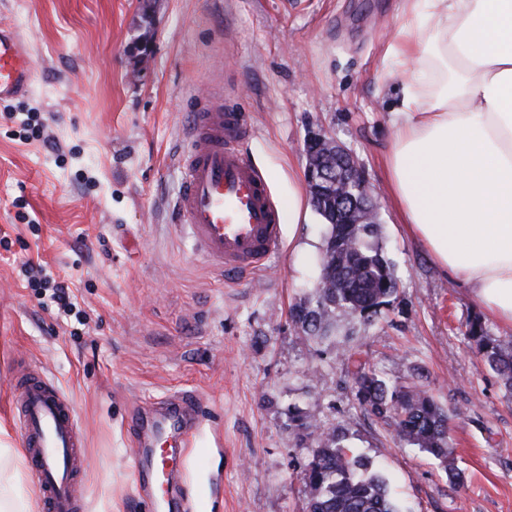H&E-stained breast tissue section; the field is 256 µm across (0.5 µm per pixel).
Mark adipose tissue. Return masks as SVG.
<instances>
[{
  "instance_id": "1",
  "label": "adipose tissue",
  "mask_w": 512,
  "mask_h": 512,
  "mask_svg": "<svg viewBox=\"0 0 512 512\" xmlns=\"http://www.w3.org/2000/svg\"><path fill=\"white\" fill-rule=\"evenodd\" d=\"M387 56L409 70L386 159L404 224L512 325V0H404ZM0 446V512H37Z\"/></svg>"
}]
</instances>
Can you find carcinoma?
<instances>
[{
    "label": "carcinoma",
    "instance_id": "carcinoma-1",
    "mask_svg": "<svg viewBox=\"0 0 512 512\" xmlns=\"http://www.w3.org/2000/svg\"><path fill=\"white\" fill-rule=\"evenodd\" d=\"M328 226L325 252L330 271L312 300L295 304L291 320L303 335L319 342L335 338L336 317L371 321L397 293V282L382 248L380 225L357 220L362 212L352 202L311 200ZM467 336L478 353L512 393V340L494 338L477 319L468 322ZM355 397L364 410L390 421L396 434L448 467V478L463 477L448 463L451 415L417 385L391 388L375 371L357 365ZM306 512H396L385 479L361 457L347 452L334 430H324L304 473Z\"/></svg>",
    "mask_w": 512,
    "mask_h": 512
}]
</instances>
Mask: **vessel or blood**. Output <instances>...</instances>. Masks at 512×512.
I'll return each instance as SVG.
<instances>
[{
    "label": "vessel or blood",
    "instance_id": "vessel-or-blood-1",
    "mask_svg": "<svg viewBox=\"0 0 512 512\" xmlns=\"http://www.w3.org/2000/svg\"><path fill=\"white\" fill-rule=\"evenodd\" d=\"M37 67L18 30L0 26V103L26 95ZM246 113L216 102L199 103L181 154L185 180L174 209L197 256L228 277L263 269L280 245L283 211L246 145ZM12 408L28 467L46 512H81L79 479L83 436L74 406L45 372L11 377ZM157 432L178 427L191 444L198 406L189 395L162 399Z\"/></svg>",
    "mask_w": 512,
    "mask_h": 512
}]
</instances>
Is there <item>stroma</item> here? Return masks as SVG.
Listing matches in <instances>:
<instances>
[{
    "label": "stroma",
    "mask_w": 512,
    "mask_h": 512,
    "mask_svg": "<svg viewBox=\"0 0 512 512\" xmlns=\"http://www.w3.org/2000/svg\"><path fill=\"white\" fill-rule=\"evenodd\" d=\"M401 0H0L38 68L0 109V427L22 440L10 374L46 370L86 439L84 512H148L128 419L191 392L202 422L184 482L207 512H303L316 429L379 464L399 512H512V393L466 336L512 327L444 273L393 206L384 161L406 77L384 60ZM151 58L140 65L137 44ZM249 114L248 148L297 216L266 268L229 281L195 256L172 209L190 114L205 98ZM333 138L376 193L398 293L375 321L341 317L319 344L290 311L310 298L326 227L305 144ZM72 283L58 315L30 265ZM390 387L421 384L453 415L451 483L355 397L353 360Z\"/></svg>",
    "instance_id": "stroma-1"
}]
</instances>
